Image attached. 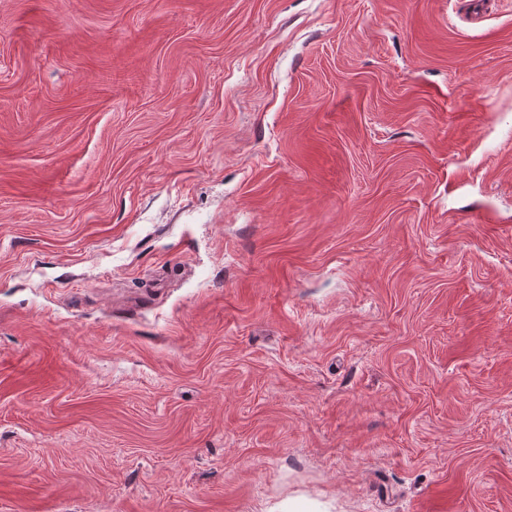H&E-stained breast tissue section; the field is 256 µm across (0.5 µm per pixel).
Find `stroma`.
Here are the masks:
<instances>
[{"label": "stroma", "mask_w": 512, "mask_h": 512, "mask_svg": "<svg viewBox=\"0 0 512 512\" xmlns=\"http://www.w3.org/2000/svg\"><path fill=\"white\" fill-rule=\"evenodd\" d=\"M512 512V0H0V512Z\"/></svg>", "instance_id": "1"}]
</instances>
